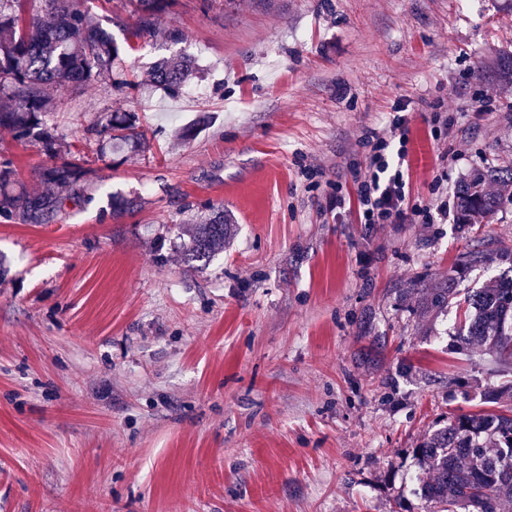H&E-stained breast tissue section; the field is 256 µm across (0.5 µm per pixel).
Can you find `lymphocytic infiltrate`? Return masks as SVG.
Here are the masks:
<instances>
[{"label": "lymphocytic infiltrate", "instance_id": "obj_1", "mask_svg": "<svg viewBox=\"0 0 512 512\" xmlns=\"http://www.w3.org/2000/svg\"><path fill=\"white\" fill-rule=\"evenodd\" d=\"M409 142L408 118L394 113L380 128L363 129L358 145L365 163L355 176L358 220L363 224H433L448 216L441 181L429 201L411 199L403 163Z\"/></svg>", "mask_w": 512, "mask_h": 512}]
</instances>
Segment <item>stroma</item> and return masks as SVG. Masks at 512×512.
Segmentation results:
<instances>
[{"mask_svg":"<svg viewBox=\"0 0 512 512\" xmlns=\"http://www.w3.org/2000/svg\"><path fill=\"white\" fill-rule=\"evenodd\" d=\"M170 18L175 44L112 27L127 78L182 53L204 95L67 94L50 122L93 170L84 201L0 218V512H424L425 434L512 412L483 400L512 365L455 339L465 296L512 269L469 260L512 251V200L483 224L458 207L512 167V0H176ZM447 87L505 109L460 114L466 151L444 163L425 102ZM399 105L411 194L443 179L447 223L327 211ZM130 109L148 150L98 153L88 128ZM0 153L40 188L35 147L0 129ZM115 194L138 207L113 215ZM212 206L224 246L189 266Z\"/></svg>","mask_w":512,"mask_h":512,"instance_id":"1","label":"stroma"}]
</instances>
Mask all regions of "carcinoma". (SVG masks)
Returning <instances> with one entry per match:
<instances>
[{
	"mask_svg": "<svg viewBox=\"0 0 512 512\" xmlns=\"http://www.w3.org/2000/svg\"><path fill=\"white\" fill-rule=\"evenodd\" d=\"M95 0H0V129L37 148L51 164L40 171L43 188L15 187L12 158L0 155V217L22 224H51L66 204L81 198L89 174L86 161L63 150V136L47 117L61 104L63 93L106 84L117 91L130 87L120 67L112 34L94 19ZM129 16L113 23L135 37L181 39L170 21L172 0H130ZM197 68L184 57L155 65L151 81L176 95ZM93 131L109 141L134 148L146 145L135 112H105ZM495 183L512 197V173L491 169L476 174L459 191L462 223L481 224L498 206V196L482 186ZM224 244V210L194 225L185 248L189 263H208ZM457 342L488 345L503 362L512 361V275L502 274L468 297ZM428 478L420 488L430 512H500L512 502V415L481 412L448 421L414 449Z\"/></svg>",
	"mask_w": 512,
	"mask_h": 512,
	"instance_id": "obj_1",
	"label": "carcinoma"
}]
</instances>
